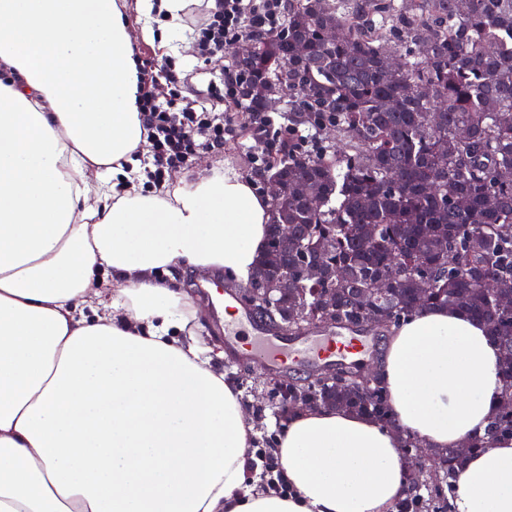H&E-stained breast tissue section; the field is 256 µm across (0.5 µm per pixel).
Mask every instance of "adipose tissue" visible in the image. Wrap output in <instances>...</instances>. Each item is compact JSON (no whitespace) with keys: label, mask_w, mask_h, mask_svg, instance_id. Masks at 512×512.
Segmentation results:
<instances>
[{"label":"adipose tissue","mask_w":512,"mask_h":512,"mask_svg":"<svg viewBox=\"0 0 512 512\" xmlns=\"http://www.w3.org/2000/svg\"><path fill=\"white\" fill-rule=\"evenodd\" d=\"M126 8L0 0V512H390L405 437L456 448L498 413L497 340L416 309L374 368L391 425L293 412L277 438L290 494L250 487L253 420L168 279L247 282L269 199L229 167L146 185ZM455 485L451 512H512V439L468 455Z\"/></svg>","instance_id":"adipose-tissue-1"}]
</instances>
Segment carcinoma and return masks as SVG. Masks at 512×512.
Returning a JSON list of instances; mask_svg holds the SVG:
<instances>
[{
    "label": "carcinoma",
    "instance_id": "cac0c4a2",
    "mask_svg": "<svg viewBox=\"0 0 512 512\" xmlns=\"http://www.w3.org/2000/svg\"><path fill=\"white\" fill-rule=\"evenodd\" d=\"M336 30V43L326 35ZM250 82L286 81L295 125L347 135L341 149L276 161L288 223L303 242L286 256L267 244L263 268L288 269L292 288L279 310L258 312L272 327L287 305L306 301L321 313L335 303L336 324L398 325L424 296L430 305L461 309L484 322L500 347L512 348V310L483 287L488 272L512 282V0H288L283 33L257 32ZM304 184L319 208L296 192ZM408 274L394 291L365 305L359 294L381 276ZM316 261L336 282L307 281ZM497 417L472 451L512 437V370ZM309 388L306 405H336L390 422L376 384L356 388L307 376L288 388ZM465 456L441 452L434 468L414 471L427 495L410 491L395 512L446 508L443 483Z\"/></svg>",
    "mask_w": 512,
    "mask_h": 512
}]
</instances>
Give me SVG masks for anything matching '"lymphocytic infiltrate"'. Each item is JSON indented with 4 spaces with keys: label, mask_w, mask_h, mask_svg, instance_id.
<instances>
[{
    "label": "lymphocytic infiltrate",
    "mask_w": 512,
    "mask_h": 512,
    "mask_svg": "<svg viewBox=\"0 0 512 512\" xmlns=\"http://www.w3.org/2000/svg\"><path fill=\"white\" fill-rule=\"evenodd\" d=\"M284 0H214L190 19L199 53L209 59L228 56L232 46L254 32H282ZM152 73H144L140 110L152 145L150 165L146 174L153 183H162L172 168L192 166L199 150H220L226 139L235 138L234 110L242 106V90L246 74L233 65L224 67V106L226 112L218 116L212 112L196 111L191 100L180 89H171L168 97H156L151 87ZM254 132L264 145L262 154L252 156L255 166H263L268 156L288 151L306 150L309 140L296 127L275 126L266 113L251 115Z\"/></svg>",
    "instance_id": "obj_1"
}]
</instances>
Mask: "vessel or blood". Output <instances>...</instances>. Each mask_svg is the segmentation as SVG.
Returning <instances> with one entry per match:
<instances>
[{
	"instance_id": "vessel-or-blood-1",
	"label": "vessel or blood",
	"mask_w": 512,
	"mask_h": 512,
	"mask_svg": "<svg viewBox=\"0 0 512 512\" xmlns=\"http://www.w3.org/2000/svg\"><path fill=\"white\" fill-rule=\"evenodd\" d=\"M214 329L223 334L225 342L240 346L249 357L274 369L288 370L306 365L344 362L363 355L370 339L362 332L343 328L332 329L317 336L285 338L242 312L236 320L225 321L216 316Z\"/></svg>"
}]
</instances>
